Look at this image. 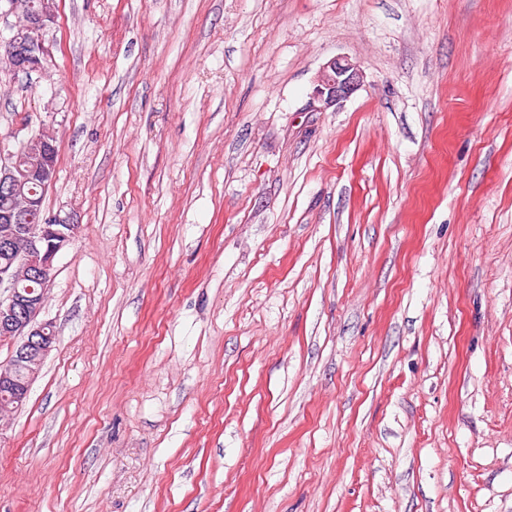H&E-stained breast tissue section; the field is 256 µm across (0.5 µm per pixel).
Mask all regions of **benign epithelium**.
<instances>
[{
  "label": "benign epithelium",
  "instance_id": "7a95c632",
  "mask_svg": "<svg viewBox=\"0 0 512 512\" xmlns=\"http://www.w3.org/2000/svg\"><path fill=\"white\" fill-rule=\"evenodd\" d=\"M8 12L20 18L23 37L11 35L6 39L9 54L25 71L41 69L45 47L43 32L55 19L54 7L46 0L36 8L26 0H5ZM361 70L344 57L333 58L320 70L313 97L331 107L349 97L359 87ZM57 149L54 142L44 140L39 149L38 162L25 173V180L50 183L56 174ZM22 171L19 161L0 164V190L9 191L20 199L0 212V223L9 229L11 258L0 265V337L18 339L15 357L0 364V388L15 394L24 390L15 379L20 366L38 365L54 347V338L46 334V324L38 320L50 282L54 260L74 239L79 225L71 215L44 212L32 196L21 194ZM36 277L41 289L33 294L21 288V280Z\"/></svg>",
  "mask_w": 512,
  "mask_h": 512
}]
</instances>
